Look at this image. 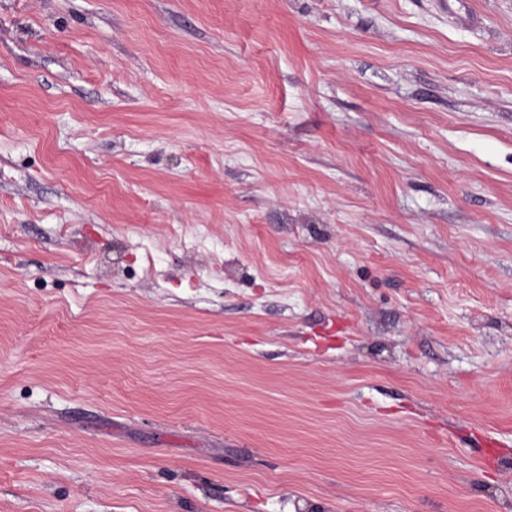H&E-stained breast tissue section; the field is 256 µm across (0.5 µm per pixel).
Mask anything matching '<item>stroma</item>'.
<instances>
[{
    "label": "stroma",
    "mask_w": 512,
    "mask_h": 512,
    "mask_svg": "<svg viewBox=\"0 0 512 512\" xmlns=\"http://www.w3.org/2000/svg\"><path fill=\"white\" fill-rule=\"evenodd\" d=\"M0 512H512V0H0Z\"/></svg>",
    "instance_id": "obj_1"
}]
</instances>
